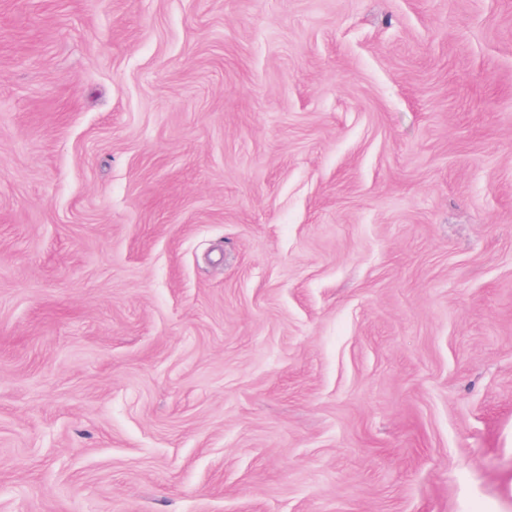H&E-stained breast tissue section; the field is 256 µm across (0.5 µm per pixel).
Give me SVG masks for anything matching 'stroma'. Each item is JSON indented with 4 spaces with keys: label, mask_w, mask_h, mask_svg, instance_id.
Returning <instances> with one entry per match:
<instances>
[{
    "label": "stroma",
    "mask_w": 512,
    "mask_h": 512,
    "mask_svg": "<svg viewBox=\"0 0 512 512\" xmlns=\"http://www.w3.org/2000/svg\"><path fill=\"white\" fill-rule=\"evenodd\" d=\"M0 512H512V0H0Z\"/></svg>",
    "instance_id": "stroma-1"
}]
</instances>
